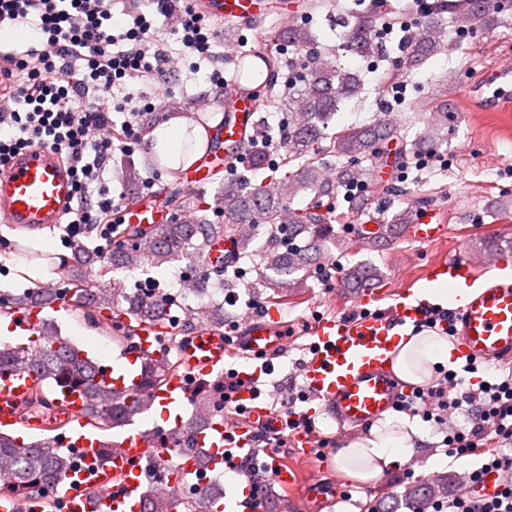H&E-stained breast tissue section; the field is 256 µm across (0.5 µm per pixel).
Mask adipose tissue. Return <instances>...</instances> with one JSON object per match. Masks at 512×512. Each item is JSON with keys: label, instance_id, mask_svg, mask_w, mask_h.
I'll list each match as a JSON object with an SVG mask.
<instances>
[{"label": "adipose tissue", "instance_id": "ef3b65f1", "mask_svg": "<svg viewBox=\"0 0 512 512\" xmlns=\"http://www.w3.org/2000/svg\"><path fill=\"white\" fill-rule=\"evenodd\" d=\"M455 358V345L447 337L408 329L396 340L393 370L403 382L418 385L429 380L438 368H453ZM406 427L405 420L386 417L368 436L350 441L336 453L337 469L364 483L376 480L385 469L411 456Z\"/></svg>", "mask_w": 512, "mask_h": 512}]
</instances>
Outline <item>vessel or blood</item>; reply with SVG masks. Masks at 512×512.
Segmentation results:
<instances>
[{"instance_id": "vessel-or-blood-1", "label": "vessel or blood", "mask_w": 512, "mask_h": 512, "mask_svg": "<svg viewBox=\"0 0 512 512\" xmlns=\"http://www.w3.org/2000/svg\"><path fill=\"white\" fill-rule=\"evenodd\" d=\"M203 14L217 21H249L265 13L264 0H195ZM233 106L225 111L224 121L213 132L223 140L222 152L205 153L193 165L177 173L179 185L195 189L210 182L214 171L232 160L229 146L245 140L251 131L253 91L245 84L231 83L226 92ZM72 180L66 166L49 149L35 146L16 155L0 175V223L32 231L60 223L71 201ZM125 224H162L169 213L142 197L133 206L122 207ZM420 242H432L443 234L437 212L418 218L407 228ZM431 280L479 284L480 289L452 308L451 327L460 360L494 363L512 356V279L490 274L478 277L465 262L441 261L426 271ZM380 293L367 290L357 299L359 310L349 318H321L313 327L315 350L300 367L301 385L309 402L308 415L327 414L339 432L372 423L393 410L401 383L392 367L395 340L399 330L416 326L424 318L423 305L408 295L395 298L389 310H381ZM276 309L266 317L249 318L242 350L253 360L242 366L238 375L244 386L239 393L245 415L237 423L212 422L196 432V449L209 454L214 462L228 465L253 447L252 430L266 425L278 431L284 426L281 412L268 407L265 399L270 360L278 356L285 338L280 333ZM224 339L209 330H199L177 345L182 373L172 375L166 384L155 388L152 397L163 408L164 424L180 428L182 413L192 397L196 376L223 367ZM156 329L138 327L134 351H120L103 377L115 390L137 388L139 371L146 360L160 357ZM39 380L34 371L0 373V429H14L18 420L14 407ZM58 420L64 426L63 438L74 458L75 467L57 481L62 490V512H140L139 491L159 453L156 441L131 430L121 434L110 460L86 471L94 457L97 440L85 429L84 404L77 392L65 390L58 397Z\"/></svg>"}]
</instances>
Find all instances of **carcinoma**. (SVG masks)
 <instances>
[{"mask_svg": "<svg viewBox=\"0 0 512 512\" xmlns=\"http://www.w3.org/2000/svg\"><path fill=\"white\" fill-rule=\"evenodd\" d=\"M297 8L309 21L285 27L273 39L251 46L235 70V80L251 81L257 75L254 60L259 59L268 76L254 96L259 122L250 139L239 147V152L249 158L250 175L219 182L210 210L220 213V219L202 216L187 220V202L177 187L170 186L163 200L171 213L168 223L128 224L106 252L73 244L71 258L64 260L59 269V287L38 285L20 293L0 291V314L67 304L107 328L118 341L134 339L136 327L143 322L171 328L173 299L163 289H155L152 296L143 288L129 291L122 281L114 279L110 292L104 293L99 279L119 269L160 267L191 249L197 260V287L205 288L213 278L225 285L227 270L253 257L252 244L259 226L266 228V238L257 264L256 286L270 289L272 299L286 300L299 292L304 281L301 272L312 262L313 254L335 242L332 221L342 219L336 213V198L345 183L355 180L354 170L349 168L339 170L333 179L325 178V157L338 155L351 163L368 161L373 165L383 157L393 128L383 120L327 133L340 104L361 92L364 74L324 59L311 20L329 8L328 0H301ZM382 8L383 0H371L367 7L336 18V26L343 29L342 50L367 60L383 55V46L376 37ZM445 11L454 15L460 27L479 18L492 20L488 0H434L431 12ZM277 45L290 49L288 60H281ZM452 49L442 25L430 23L406 38L407 64L417 68L431 56ZM284 96L288 97V107L282 151L278 160L272 161L267 151L271 130L263 113ZM300 191L307 192L310 201L294 209L292 201ZM377 277L376 269L356 266L349 272L348 287L365 288ZM201 329L224 331V313L209 306L190 310L182 331L193 334ZM25 370L37 371L43 382H52L61 390L79 391L87 424L105 430L124 427L149 411L151 391L178 372L179 364L164 354L146 364L139 390L115 391L100 378V364L95 359L58 334L53 322L42 321L28 344L0 349V372ZM218 397L219 386L207 383L198 390L197 404L213 417L221 414ZM55 410L56 404L40 385L20 402L17 414L25 422L43 411ZM193 428L191 424L166 432V447L184 457L192 455ZM73 467L72 456L58 446L55 435L24 442L0 431V495L11 494L20 500L36 497L43 500L44 507L51 508L53 499L47 490L53 488L59 475ZM431 493V483L426 481L424 486L406 492L404 500L419 506ZM216 495L207 491L175 497L148 489L142 494V512H177L179 508L184 512H211Z\"/></svg>", "mask_w": 512, "mask_h": 512, "instance_id": "carcinoma-1", "label": "carcinoma"}]
</instances>
